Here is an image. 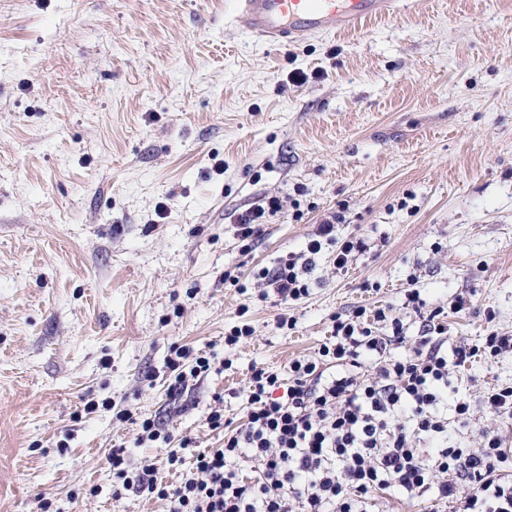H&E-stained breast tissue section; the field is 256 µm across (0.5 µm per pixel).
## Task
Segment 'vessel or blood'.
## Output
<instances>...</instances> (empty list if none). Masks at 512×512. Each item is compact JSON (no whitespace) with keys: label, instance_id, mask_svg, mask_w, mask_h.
I'll return each mask as SVG.
<instances>
[{"label":"vessel or blood","instance_id":"b4317fda","mask_svg":"<svg viewBox=\"0 0 512 512\" xmlns=\"http://www.w3.org/2000/svg\"><path fill=\"white\" fill-rule=\"evenodd\" d=\"M234 24L272 44L335 34L396 12L397 0H236Z\"/></svg>","mask_w":512,"mask_h":512}]
</instances>
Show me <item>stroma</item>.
Instances as JSON below:
<instances>
[{
    "mask_svg": "<svg viewBox=\"0 0 512 512\" xmlns=\"http://www.w3.org/2000/svg\"><path fill=\"white\" fill-rule=\"evenodd\" d=\"M235 9L0 0V512H166L117 492L113 447L178 484L141 419L220 447L209 413L240 422L252 367L315 356L333 317L389 307L414 336L438 309L449 345L512 335V0H405L285 45ZM268 195L283 209L242 251L237 217ZM328 216L366 251L340 270L324 250L306 297L262 298L256 272ZM175 343L214 363L179 396ZM510 381L512 357L456 368L475 407L449 444L489 427L512 448V416L478 405ZM159 440L165 445L171 443L169 434L163 432L158 421L151 417L143 418L140 422V431L136 443L143 445L147 442H157Z\"/></svg>",
    "mask_w": 512,
    "mask_h": 512,
    "instance_id": "1",
    "label": "stroma"
}]
</instances>
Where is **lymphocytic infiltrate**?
<instances>
[{"instance_id":"obj_1","label":"lymphocytic infiltrate","mask_w":512,"mask_h":512,"mask_svg":"<svg viewBox=\"0 0 512 512\" xmlns=\"http://www.w3.org/2000/svg\"><path fill=\"white\" fill-rule=\"evenodd\" d=\"M282 208L273 195L254 203L237 218L238 238H258ZM326 245L340 269L366 249L361 239L337 241L334 221L324 220L305 253L257 273L260 286L281 300L299 299ZM405 344L408 354L393 357ZM171 353L172 392L212 368L187 346ZM481 353L511 356L512 335L493 331L483 345L452 347L431 316L413 338L382 309L370 321L337 317L316 356L292 360L287 374L253 367L243 423L224 431L222 447L197 452L178 486L159 481L154 465L131 468L121 447L112 451V472L122 490L167 500L168 512H373L376 495L389 491L451 512H512V448L498 432L481 430L477 448L447 442L449 422L471 425L470 401L452 394L451 374Z\"/></svg>"}]
</instances>
